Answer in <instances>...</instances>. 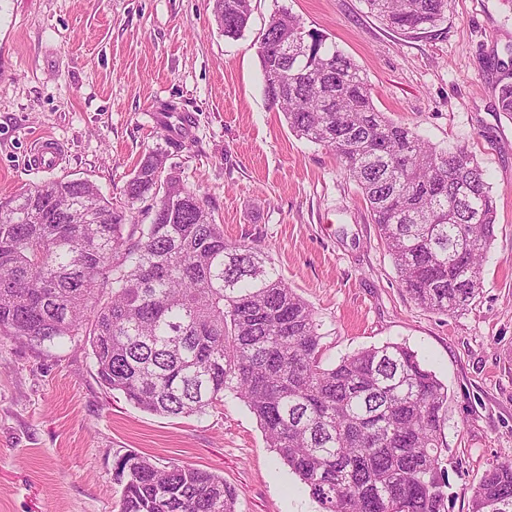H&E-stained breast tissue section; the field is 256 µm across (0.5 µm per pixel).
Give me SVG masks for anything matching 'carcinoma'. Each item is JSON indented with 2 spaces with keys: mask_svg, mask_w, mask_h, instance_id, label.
I'll return each mask as SVG.
<instances>
[{
  "mask_svg": "<svg viewBox=\"0 0 512 512\" xmlns=\"http://www.w3.org/2000/svg\"><path fill=\"white\" fill-rule=\"evenodd\" d=\"M212 2L219 33L242 36L252 0ZM364 2L403 35H438L448 6ZM283 35V96L258 50L271 106L357 185L409 298L444 315L470 305L495 236L486 171L467 148H438L381 112L354 61L286 9L263 33ZM498 110L512 113L511 69ZM150 193L148 224L83 179L0 200V335L53 343L84 333L101 383L153 414L204 415L237 395L322 512H446L448 391L415 352L386 343L324 366L316 312L268 253L225 239L156 153L124 189L130 203ZM117 469L126 479L120 512H237L234 490L207 470L137 454ZM470 512H512V459L484 470Z\"/></svg>",
  "mask_w": 512,
  "mask_h": 512,
  "instance_id": "1",
  "label": "carcinoma"
}]
</instances>
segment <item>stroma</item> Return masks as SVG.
<instances>
[{
	"label": "stroma",
	"mask_w": 512,
	"mask_h": 512,
	"mask_svg": "<svg viewBox=\"0 0 512 512\" xmlns=\"http://www.w3.org/2000/svg\"><path fill=\"white\" fill-rule=\"evenodd\" d=\"M281 8L354 60L379 110L487 171L495 238L466 309L410 300L355 183L270 108L258 46ZM442 29L397 34L363 0H253L228 40L210 0H0V199L80 178L120 208L140 160L165 155L227 239L269 249L317 314L324 365L400 343L447 386V510L469 512L483 471L512 458V116L497 110L512 0H448ZM165 103L194 118L182 148L152 119ZM43 135L63 148L49 171L30 163ZM130 452L221 475L238 512H320L240 399L154 415L100 384L85 336H0V512H119L116 463Z\"/></svg>",
	"instance_id": "stroma-1"
}]
</instances>
